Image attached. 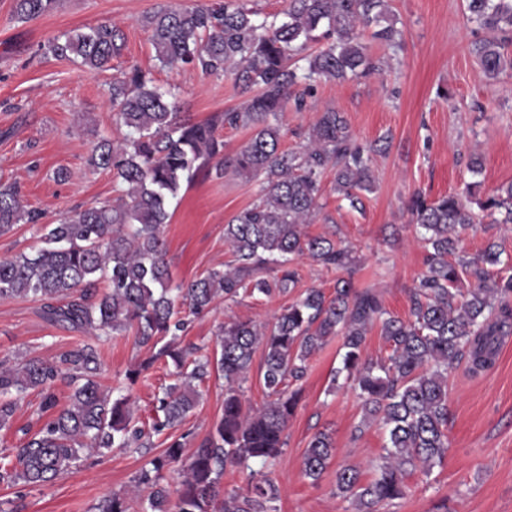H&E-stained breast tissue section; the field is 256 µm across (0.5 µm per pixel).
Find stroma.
Wrapping results in <instances>:
<instances>
[{
  "instance_id": "obj_1",
  "label": "stroma",
  "mask_w": 512,
  "mask_h": 512,
  "mask_svg": "<svg viewBox=\"0 0 512 512\" xmlns=\"http://www.w3.org/2000/svg\"><path fill=\"white\" fill-rule=\"evenodd\" d=\"M211 0H59L49 13L30 21L12 15L13 0H0V179L17 183L29 208L43 212V222L120 194L111 173L90 169L85 160L104 138L121 140L109 86L115 77L137 67L154 83L175 88L180 110L204 121L214 113L242 108L245 98L231 75H205L193 68L169 69L155 58L139 20L159 7L207 5ZM403 24L400 48L390 49L363 33L368 53L382 60L380 71L360 80L319 79L303 111L287 107L281 117V147L297 148L319 112H342L353 138L369 144L390 136L386 154L375 156L373 189L365 208L351 209L333 190L332 174L323 178L321 209L304 230L312 236L332 234L358 258L355 287L375 290L394 316H409L410 292L427 271L426 250L406 210L414 191L436 199L463 193L473 176L470 154L483 158V192L512 182V73L487 79L470 52L472 27L465 0H391ZM98 23L121 30L125 47L106 71L92 72L68 60L38 54L49 37ZM66 169V180L54 174ZM260 183L234 173L223 178L197 176L169 206L164 227L173 284L192 281L225 268L232 254L224 226L257 201ZM512 255V224L482 223L462 235V254L472 258L488 243ZM288 302L287 297L217 300L192 318L181 347L215 349L220 325L229 320L265 324ZM82 331L45 321L31 298L0 299V359L24 355L55 359ZM340 339H330L309 361L301 381V399L285 431L282 454L266 473L280 489L277 512H351L336 493V470L347 464L370 480L383 453L379 424L357 432L361 405L350 388L330 391V373L340 363ZM103 388L126 386V372L146 352L133 334L120 333L99 345ZM170 367L158 364L135 385L134 420L148 425L155 397L173 383ZM199 403L185 427L187 451H194L224 411V379L211 375L198 387ZM448 452L430 475L413 473L406 493L380 512H512V335L500 348L494 366L478 375L465 367L448 373ZM38 392L18 402L14 427L0 431V453L20 443V430L38 429ZM328 432L336 455L319 481L303 477L302 461L312 436ZM163 436L148 448H115L86 456L54 482L26 487L0 485V512H95L104 498L131 493V512H143L149 491L135 488L145 464L162 453Z\"/></svg>"
}]
</instances>
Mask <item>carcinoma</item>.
Listing matches in <instances>:
<instances>
[{
    "mask_svg": "<svg viewBox=\"0 0 512 512\" xmlns=\"http://www.w3.org/2000/svg\"><path fill=\"white\" fill-rule=\"evenodd\" d=\"M56 5L57 0H13L12 14L26 21ZM466 9L467 20L489 33L471 43L484 76L494 80L512 71V57L505 54L512 44V0H466ZM397 24L388 0H289L279 22L258 20L241 0L160 8L143 16L162 66L230 74L247 101L240 111L194 122L181 117L171 92L161 91L140 68L113 79L112 108L126 134L117 143L98 142L87 165L111 171L124 186L122 195L41 225L44 246L32 255L0 260L1 299L39 300L52 322L95 339L53 360L25 356L11 366L0 364V430L12 426L18 400L30 391L42 396V411L48 413L37 432L23 431L15 459L0 456V484L45 485L90 449L102 453L133 443L146 446L144 430L133 424L131 394L115 397L98 382V343L129 330L149 355L126 372L128 386L161 359L176 369V382L158 398L162 417L152 425L156 434L184 424L198 403V384L213 372L224 376V413L178 471L175 510L160 480L182 461L187 434L168 436L164 453L137 477L136 486L152 487L148 512H277L279 488L261 471L253 472L245 494L224 491V471L263 466L282 453L284 432L300 400V390H288L287 382L302 380L310 356L335 337L341 338L342 353L331 389L348 384L356 391L363 411L356 431L377 422L387 435L375 478L364 484L357 468L342 465L336 469L338 493L352 500L355 512H378L381 504L404 496L407 475L428 476L442 463L448 450V372L463 360L473 375L490 369L502 338L512 333V275L490 273L504 264L502 248L492 242L478 256L462 258L461 234L479 218L512 224V182L482 194L474 181L464 198L412 195L408 211L427 248L429 270L412 290L410 318L402 320L384 309L376 293L353 286L356 260L349 250L329 237L301 231L321 209L322 178L329 169L336 193L351 208H364L363 194L372 190V155L387 150L389 138L360 145L344 114L326 109L305 145L280 149V116L289 100L300 109L318 78L360 79L378 71L379 61L367 53L360 33L371 28L375 40L395 48L403 35ZM124 46L120 30L100 23L50 37L40 51L102 71ZM226 125L256 128L248 143L229 156L216 136L217 128ZM228 171L261 180L258 200L224 227L234 264L173 289L164 236L170 201L198 174L221 178ZM40 219V212L24 205L19 186L0 184V236ZM303 256L346 273L336 280L333 296L309 288L263 326L227 322L219 328L214 355L187 360L188 353L176 343L185 328L176 304L200 314L220 296L290 295L297 285L290 263ZM270 263L281 268L271 280L262 276ZM103 280L107 288L102 291ZM375 324L390 349L376 361L365 353L367 333ZM259 346L269 400L247 409L241 383ZM65 377L71 393L61 406L54 389ZM335 453L330 434H314L304 453V476L319 480ZM96 510L130 512L128 497L114 494Z\"/></svg>",
    "mask_w": 512,
    "mask_h": 512,
    "instance_id": "carcinoma-1",
    "label": "carcinoma"
}]
</instances>
